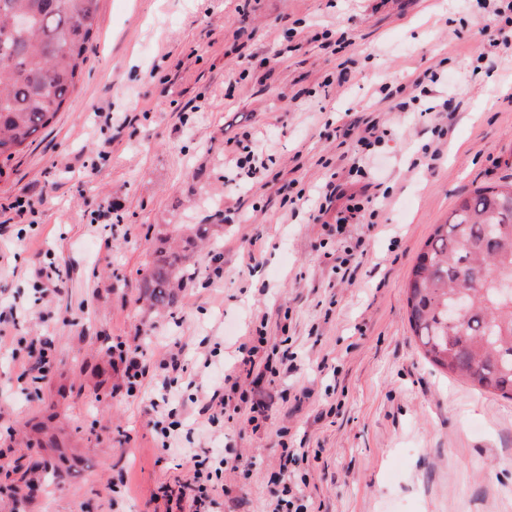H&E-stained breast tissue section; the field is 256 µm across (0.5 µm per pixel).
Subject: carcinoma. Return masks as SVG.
<instances>
[{"label": "carcinoma", "instance_id": "carcinoma-1", "mask_svg": "<svg viewBox=\"0 0 512 512\" xmlns=\"http://www.w3.org/2000/svg\"><path fill=\"white\" fill-rule=\"evenodd\" d=\"M99 0H0V177L70 100L98 26ZM22 18V27L10 20ZM182 246L155 250L140 297L171 307L194 249L212 224H176ZM512 178L463 196L416 257L406 285L408 321L435 367L512 400ZM462 303L458 324L448 308Z\"/></svg>", "mask_w": 512, "mask_h": 512}]
</instances>
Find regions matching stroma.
I'll list each match as a JSON object with an SVG mask.
<instances>
[{"mask_svg": "<svg viewBox=\"0 0 512 512\" xmlns=\"http://www.w3.org/2000/svg\"><path fill=\"white\" fill-rule=\"evenodd\" d=\"M512 40V11L479 0H100L77 88L0 179V311L31 294L32 267L53 256L61 291L15 335L48 342L39 383L18 379L26 349L0 345V448L47 461L56 477L0 512H160L164 488L190 482L189 455L229 450L216 512H268L285 449L308 458L288 483L312 512H512V400L432 367L408 322L406 285L433 225L460 197L512 175V60H480L479 31ZM295 27V51L280 55ZM437 71L414 111L379 88ZM455 125L432 133L420 110L446 97ZM111 107L112 153L98 160L97 108ZM379 121L366 152L337 137L347 114ZM250 137L271 159L255 181L234 166ZM442 159L427 169L426 147ZM372 182L373 214L313 220L329 176ZM26 201L24 216L11 210ZM217 224L215 249L171 309L139 298L167 224ZM355 253L354 278L335 272ZM263 328L292 368L264 377L268 409L242 407L211 429L190 398L237 375L238 348ZM219 348V365L162 388L125 389L115 346ZM191 419L176 449L156 444L154 402Z\"/></svg>", "mask_w": 512, "mask_h": 512, "instance_id": "35a3bbf8", "label": "stroma"}]
</instances>
